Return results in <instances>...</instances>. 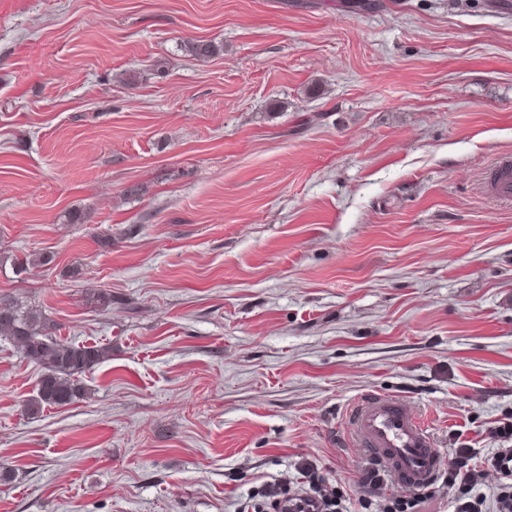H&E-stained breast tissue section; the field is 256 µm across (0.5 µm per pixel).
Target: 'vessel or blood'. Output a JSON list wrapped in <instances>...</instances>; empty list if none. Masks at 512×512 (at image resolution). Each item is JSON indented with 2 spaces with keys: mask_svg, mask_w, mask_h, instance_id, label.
Segmentation results:
<instances>
[{
  "mask_svg": "<svg viewBox=\"0 0 512 512\" xmlns=\"http://www.w3.org/2000/svg\"><path fill=\"white\" fill-rule=\"evenodd\" d=\"M486 191L495 201L512 203V154L502 153L491 164ZM354 443L386 472L390 483L408 490L430 486L439 453L424 421L394 394L372 395L358 403L348 417Z\"/></svg>",
  "mask_w": 512,
  "mask_h": 512,
  "instance_id": "obj_1",
  "label": "vessel or blood"
}]
</instances>
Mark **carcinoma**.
<instances>
[{
  "label": "carcinoma",
  "mask_w": 512,
  "mask_h": 512,
  "mask_svg": "<svg viewBox=\"0 0 512 512\" xmlns=\"http://www.w3.org/2000/svg\"><path fill=\"white\" fill-rule=\"evenodd\" d=\"M0 337L20 341L26 359L41 371L36 395L26 403L32 415L47 406L75 402L84 393L82 376L109 357L102 346L54 338L39 310L26 308L8 295H0Z\"/></svg>",
  "instance_id": "obj_1"
}]
</instances>
